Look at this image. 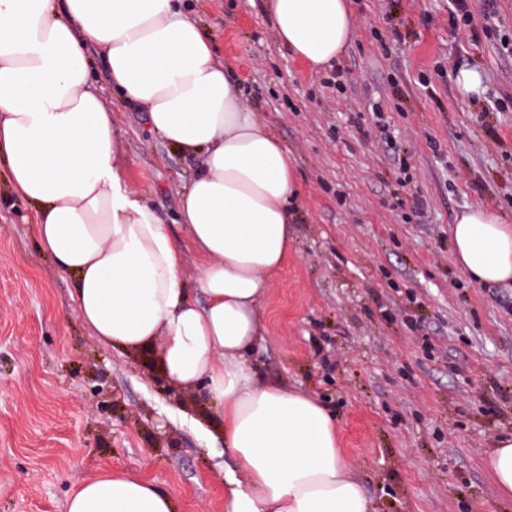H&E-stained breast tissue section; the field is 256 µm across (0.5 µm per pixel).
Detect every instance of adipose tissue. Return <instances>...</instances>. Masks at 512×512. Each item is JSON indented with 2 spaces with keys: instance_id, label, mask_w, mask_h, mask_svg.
<instances>
[{
  "instance_id": "adipose-tissue-1",
  "label": "adipose tissue",
  "mask_w": 512,
  "mask_h": 512,
  "mask_svg": "<svg viewBox=\"0 0 512 512\" xmlns=\"http://www.w3.org/2000/svg\"><path fill=\"white\" fill-rule=\"evenodd\" d=\"M276 36L313 69L355 27L350 0H265ZM97 46L118 96L169 144L202 157L180 220L204 262L189 298L182 251L122 169L111 110L91 87ZM0 155L37 207L41 255L76 280V311L99 342L157 347L179 389L204 385L220 408L224 512H374L350 472L333 416L316 398L262 385L246 358L264 343L260 305L287 257L300 193L281 142L238 91L213 40L179 0H0ZM462 270L512 285V224L472 207L451 227ZM149 481L105 472L67 512H175Z\"/></svg>"
}]
</instances>
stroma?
<instances>
[{
    "mask_svg": "<svg viewBox=\"0 0 512 512\" xmlns=\"http://www.w3.org/2000/svg\"><path fill=\"white\" fill-rule=\"evenodd\" d=\"M352 4L350 44L313 71L260 0H183L302 186L255 372L336 415L377 512H512L483 465L512 434V288L472 282L450 240L474 206L512 224V54L500 47L512 0H472L460 28L448 0ZM88 57L120 163L193 282L203 258L177 211L199 160L115 96L98 49ZM463 69L483 74L481 95H461ZM35 219L1 160L0 512H66L71 490L105 470L155 483L177 512H224V443L191 423L210 411L205 389L176 391L149 356L90 336Z\"/></svg>",
    "mask_w": 512,
    "mask_h": 512,
    "instance_id": "stroma-1",
    "label": "stroma"
}]
</instances>
